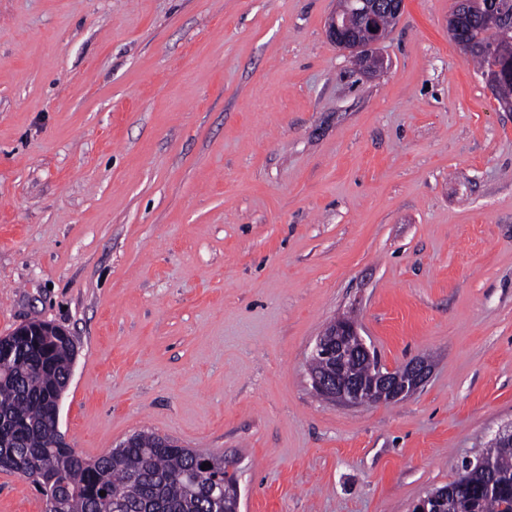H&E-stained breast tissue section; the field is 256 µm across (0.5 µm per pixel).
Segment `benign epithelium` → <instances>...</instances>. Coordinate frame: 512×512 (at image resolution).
Wrapping results in <instances>:
<instances>
[{
    "label": "benign epithelium",
    "mask_w": 512,
    "mask_h": 512,
    "mask_svg": "<svg viewBox=\"0 0 512 512\" xmlns=\"http://www.w3.org/2000/svg\"><path fill=\"white\" fill-rule=\"evenodd\" d=\"M404 0H354V9L363 17L372 38L360 43L341 26L339 14H334L326 28L327 38L336 46L355 55L356 64L364 66V52L380 42V18L383 14L400 15ZM16 336H56L70 341L60 327L47 322H29L18 327ZM373 358V352L359 333L358 324L339 318L318 336L308 361L312 388L321 398L342 406H360L369 401L390 404L412 394L427 382L431 364L420 357L407 364L389 369L376 363L367 378L352 373L358 359ZM448 490L434 489L413 507L412 512H445Z\"/></svg>",
    "instance_id": "7a95c632"
}]
</instances>
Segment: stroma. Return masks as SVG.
Instances as JSON below:
<instances>
[{
    "label": "stroma",
    "mask_w": 512,
    "mask_h": 512,
    "mask_svg": "<svg viewBox=\"0 0 512 512\" xmlns=\"http://www.w3.org/2000/svg\"><path fill=\"white\" fill-rule=\"evenodd\" d=\"M405 0L371 77L337 0H0V336L76 359L83 457L153 432L223 455L241 512H412L512 423V112ZM356 319L394 404L316 395ZM0 471V512H45ZM362 357L372 361L373 352L360 335L358 324L348 318L331 323L316 339L308 361L315 393L342 406H360L369 401L390 404L420 388L431 373L432 366L425 357L394 369L384 367L377 360L372 372L369 361H358ZM318 361L321 364L316 368ZM353 363V373L358 376L351 371ZM370 372L368 378L359 377Z\"/></svg>",
    "instance_id": "1"
}]
</instances>
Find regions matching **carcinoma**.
I'll list each match as a JSON object with an SVG mask.
<instances>
[{
  "instance_id": "carcinoma-1",
  "label": "carcinoma",
  "mask_w": 512,
  "mask_h": 512,
  "mask_svg": "<svg viewBox=\"0 0 512 512\" xmlns=\"http://www.w3.org/2000/svg\"><path fill=\"white\" fill-rule=\"evenodd\" d=\"M453 40L474 62L498 102L512 103V0H499L500 23L484 19L482 0ZM0 369V470L28 479L56 512H224V457L161 446L140 433L131 448L88 460L54 440L53 392L61 386L74 346L19 336ZM489 471H466L448 485V512H512V446L484 453ZM205 462L214 466L203 470ZM105 495H100V492Z\"/></svg>"
}]
</instances>
